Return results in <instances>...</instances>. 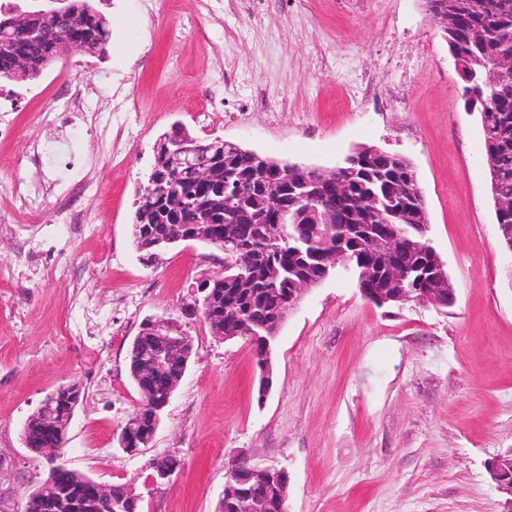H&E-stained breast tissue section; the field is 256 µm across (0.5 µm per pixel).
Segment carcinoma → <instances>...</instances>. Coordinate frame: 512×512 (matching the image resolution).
Returning a JSON list of instances; mask_svg holds the SVG:
<instances>
[{"mask_svg":"<svg viewBox=\"0 0 512 512\" xmlns=\"http://www.w3.org/2000/svg\"><path fill=\"white\" fill-rule=\"evenodd\" d=\"M471 3L473 0H458V24L445 32L446 40L448 47L454 49L460 59L464 78L467 79L463 89L473 87L481 90L488 82L500 87V93L493 100L478 98L466 101L464 105L468 111L480 115L485 155L495 174L494 192L512 198V73L502 75L491 71L497 57L512 55V0H492L485 13L474 11ZM70 4L74 13L73 30L81 51L88 54L106 52L111 31L105 15L92 0H70ZM59 25V19L51 12L25 9L11 2L1 6L0 39L5 38L21 48L29 57L31 66L28 69L17 68L13 54L0 49V81L39 79L58 60L56 40ZM478 27L481 32L473 33ZM28 29L38 31L39 37L30 38L26 33ZM166 140L167 135H162L154 147V161L147 178H166L168 183L180 187L188 181L189 173L173 181V172L166 170ZM202 144L211 146L210 154L224 166V183L229 185L235 196V211H224V281L211 283L212 314L220 315L224 297L233 289L230 277L244 275L250 278L252 293L240 294L239 302L244 309L243 333L251 348L258 352L263 347L265 336L276 324L278 300L290 292L292 270L305 269L302 265L304 259L311 254H326L331 247L312 239L309 217L291 196L288 197V215L280 224L279 240L270 242L265 220L271 209L266 206L262 184L273 176L275 160L216 138L204 140ZM363 154L364 159L355 172L350 173L343 166L330 172V176L337 175L349 183V195L340 199H330L327 181L323 180L319 169L295 164L289 182L306 180L319 184L321 190L315 207L320 211L328 209L333 212L336 225L342 230L350 224L349 213L356 200L371 191L377 192L382 199L379 212L361 228L377 234L380 227L389 226L407 241L422 242V249L406 247L396 253V259L415 266L420 286L424 288L430 285L428 268L435 252L416 230L417 221L413 215L426 209V204L413 191L416 178L413 164L397 154H374L369 147L363 149ZM214 198L213 194L205 195L194 206H181L169 198L161 204L139 194L134 221L149 225V231L141 233L136 240L142 261L152 263L158 258L160 247L155 245L158 236L200 223ZM150 348L152 344L146 335L133 340L128 349L129 374L140 392L143 406L134 413L138 420L133 423L135 441L131 450L136 454L153 440L152 399L143 394V382L149 379ZM78 386L80 383H73L69 394L59 396L53 403L61 431L67 430L71 411L80 404L78 396L74 395ZM24 426L35 448H61L65 443L61 436L44 434L39 409L27 417ZM87 480L88 476L77 470L71 471L65 479L47 474L29 494L25 512H109L103 504L96 506L89 500L72 497L71 488L83 485Z\"/></svg>","mask_w":512,"mask_h":512,"instance_id":"carcinoma-1","label":"carcinoma"}]
</instances>
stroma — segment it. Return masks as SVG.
<instances>
[{"label": "stroma", "instance_id": "obj_1", "mask_svg": "<svg viewBox=\"0 0 512 512\" xmlns=\"http://www.w3.org/2000/svg\"><path fill=\"white\" fill-rule=\"evenodd\" d=\"M112 36L78 53L85 131L57 129L65 151L37 166L72 60L34 81L0 83L14 134L0 140V512H24L48 464L21 429L45 395L78 381L83 400L61 450L102 483H125L142 512H215L238 451L288 473L289 512H502L488 461L512 449V253L498 240L483 133L466 111L448 44L423 0H98ZM126 107L101 135L96 115ZM319 170L357 147L413 163L430 243L455 302L379 307L337 271L307 290L272 348L258 399L248 345L213 336L181 308L187 287L221 269L194 243L140 262L136 196L158 137L173 126ZM91 186L82 222L50 243L56 269L17 278L25 241L63 224L56 199ZM47 190L21 211L18 186ZM173 321L192 359L152 444L117 436L138 409L127 351L144 322ZM181 461L153 483L148 462Z\"/></svg>", "mask_w": 512, "mask_h": 512}]
</instances>
